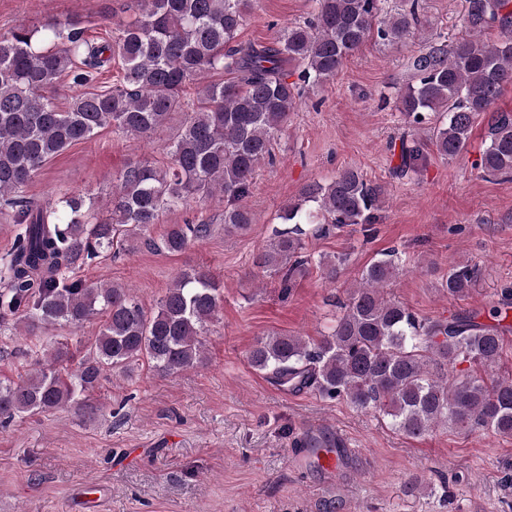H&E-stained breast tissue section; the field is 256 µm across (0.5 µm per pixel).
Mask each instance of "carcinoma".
<instances>
[{"label":"carcinoma","mask_w":512,"mask_h":512,"mask_svg":"<svg viewBox=\"0 0 512 512\" xmlns=\"http://www.w3.org/2000/svg\"><path fill=\"white\" fill-rule=\"evenodd\" d=\"M254 0H140L135 18L120 23L112 39L84 37L76 17L39 27L24 23L0 34V204L23 225L11 259L0 271V323L14 319L30 335L57 326L78 328L98 315L105 321L76 368L62 363L68 349L32 360L21 383L0 380V427L25 413L70 407L92 409L89 396L107 370L121 372L141 360L161 376L201 362L202 336L219 320L221 283L205 267L179 274L156 310H146L133 289L72 277L78 263L93 262L120 243L151 247L160 217L220 195L224 233L255 223L245 203L262 163L273 162L272 140L288 126L306 89L334 79L344 62L374 34L406 44L422 31L419 0H314L302 21L275 32L267 45L238 41ZM464 34L450 43L423 39L410 57L413 81L398 94L397 110L412 130L430 136L402 137L395 176L410 178L428 164L429 150L453 160L484 121V148L476 167L493 178L512 179V110L498 107L512 86V0H463ZM490 28L500 39L489 43ZM119 58L117 83L71 96L57 106L61 79L82 59L73 81ZM297 80L289 81L293 71ZM198 85L196 100L186 88ZM182 115L162 148L163 160H137L112 177V217L97 218L93 204L63 196L38 204L25 187L48 161L68 147L110 127L145 140ZM385 188L347 168L328 184L307 185L283 207L271 243L256 261L261 273L291 284L306 271L300 256L308 235L329 227L378 223ZM211 224H169L158 247L175 254L207 240ZM346 258L321 257L317 266L330 283ZM404 273L403 260L388 252L361 271L340 303L329 332L317 341L302 336L259 337L250 365L289 391L311 390L378 413L395 430L420 436L439 427L491 430L512 436V377L488 376L501 360V323L470 314L421 319L384 288ZM480 276L476 263L448 266L439 287L461 296ZM466 363L465 369L458 365Z\"/></svg>","instance_id":"carcinoma-1"}]
</instances>
